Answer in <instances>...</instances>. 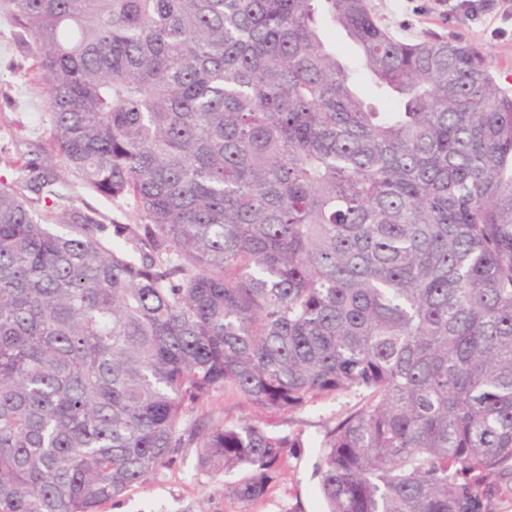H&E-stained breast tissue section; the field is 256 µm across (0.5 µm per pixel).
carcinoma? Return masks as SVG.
<instances>
[{
    "label": "carcinoma",
    "instance_id": "cac0c4a2",
    "mask_svg": "<svg viewBox=\"0 0 512 512\" xmlns=\"http://www.w3.org/2000/svg\"><path fill=\"white\" fill-rule=\"evenodd\" d=\"M48 81L50 154L138 224L0 179V512H98L231 389L327 435V512L512 500V95L478 48L394 38L367 0H0ZM357 50L350 66L320 19ZM371 85L369 101L360 79ZM298 435L210 429L262 497ZM69 184L62 192L64 197L48 204L52 212V224H69L72 213L77 211L90 216L102 224H138L137 211L129 200L112 199L84 187L74 176L64 171L59 157L52 160Z\"/></svg>",
    "mask_w": 512,
    "mask_h": 512
}]
</instances>
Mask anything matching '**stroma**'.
I'll return each instance as SVG.
<instances>
[{
	"mask_svg": "<svg viewBox=\"0 0 512 512\" xmlns=\"http://www.w3.org/2000/svg\"><path fill=\"white\" fill-rule=\"evenodd\" d=\"M479 2L484 9L475 17L465 8L446 14L437 0H369L373 14L400 40L436 36L482 49L499 84L512 93V0ZM47 90L45 76L34 66L31 36L0 17V177L12 179L20 164L44 161ZM66 181L63 197L51 206L53 223H70L76 211L104 224L138 223L132 202L102 196L71 175ZM359 406L353 397L323 396L303 409L272 414L234 391L217 390L185 412L182 444L168 462L100 512H326L314 465L328 430ZM244 422L298 433L304 442L284 456L268 493L248 503L231 494L233 476L204 470L198 460L203 434Z\"/></svg>",
	"mask_w": 512,
	"mask_h": 512,
	"instance_id": "1",
	"label": "stroma"
}]
</instances>
